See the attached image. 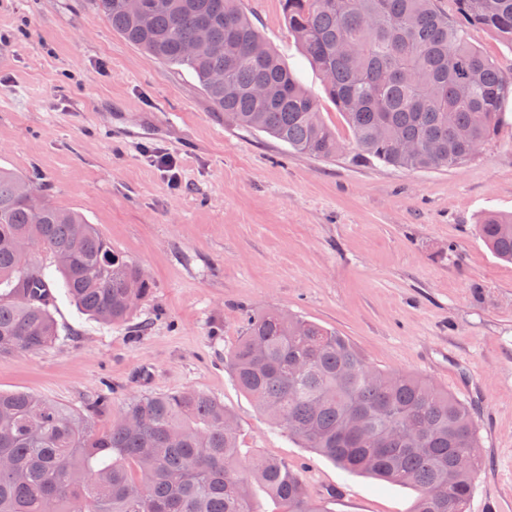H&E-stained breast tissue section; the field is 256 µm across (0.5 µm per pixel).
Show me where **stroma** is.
Returning a JSON list of instances; mask_svg holds the SVG:
<instances>
[{"mask_svg": "<svg viewBox=\"0 0 512 512\" xmlns=\"http://www.w3.org/2000/svg\"><path fill=\"white\" fill-rule=\"evenodd\" d=\"M242 8L339 135L335 159L226 125L190 70L128 43L90 0H0V168L38 174L52 205L84 216L152 282L122 324L58 295L57 340L0 356V390L77 412L110 393L96 431L132 394L201 391L235 416L243 448L288 463L330 512H411L413 489L300 447L235 383L224 354L247 317L282 309L471 405L482 466L468 506L512 512V264L475 232L484 213H512V99L464 164L353 161L281 0ZM114 112L140 137L114 136ZM158 151L177 158L179 188L153 163Z\"/></svg>", "mask_w": 512, "mask_h": 512, "instance_id": "1", "label": "stroma"}]
</instances>
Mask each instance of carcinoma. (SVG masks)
Segmentation results:
<instances>
[{
    "mask_svg": "<svg viewBox=\"0 0 512 512\" xmlns=\"http://www.w3.org/2000/svg\"><path fill=\"white\" fill-rule=\"evenodd\" d=\"M282 0L288 32L323 74L352 132L353 157L404 170L460 165L492 139L512 97L504 74L461 23L512 44V0ZM129 43L195 75L229 125L331 160L341 149L307 90L240 0H92ZM207 40L199 39L201 30ZM476 233L512 261V217ZM102 324L151 294L142 269L93 225L39 196L38 177L0 169V356L58 336L42 288L55 285ZM240 389L276 428L349 473L417 491L412 512H466L479 467L468 405L424 379L371 365L350 340L285 310L248 318L226 354ZM281 512H330L302 478L248 455L224 403L174 391L133 397L95 431L84 415L27 391H0V512H258L254 487Z\"/></svg>",
    "mask_w": 512,
    "mask_h": 512,
    "instance_id": "cac0c4a2",
    "label": "carcinoma"
}]
</instances>
